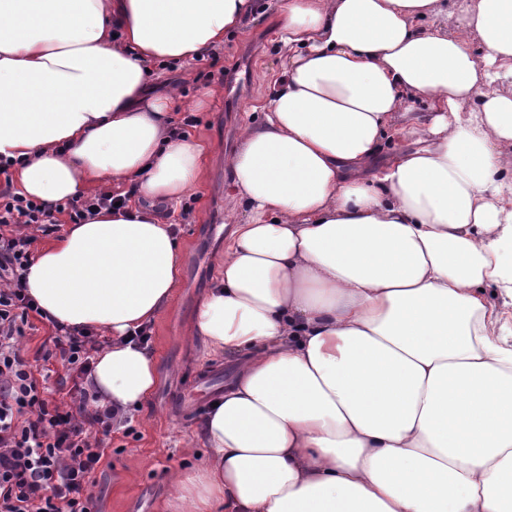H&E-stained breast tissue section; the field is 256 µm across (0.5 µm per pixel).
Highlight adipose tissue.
Instances as JSON below:
<instances>
[{"label": "adipose tissue", "mask_w": 512, "mask_h": 512, "mask_svg": "<svg viewBox=\"0 0 512 512\" xmlns=\"http://www.w3.org/2000/svg\"><path fill=\"white\" fill-rule=\"evenodd\" d=\"M285 64L224 165L245 209L190 333L235 374L164 512H512V0H275ZM252 0H0V159L55 206L133 187L25 272L112 342L102 404L157 384L133 333L181 277L172 219L211 148L162 81ZM430 102L426 120L408 105ZM407 147L381 160L386 139Z\"/></svg>", "instance_id": "adipose-tissue-1"}]
</instances>
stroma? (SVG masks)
Listing matches in <instances>:
<instances>
[{"label":"stroma","instance_id":"35a3bbf8","mask_svg":"<svg viewBox=\"0 0 512 512\" xmlns=\"http://www.w3.org/2000/svg\"><path fill=\"white\" fill-rule=\"evenodd\" d=\"M268 2L255 0L252 19L215 57L195 63L196 79L182 91L189 102L202 90H213L210 107L192 113L186 130L220 151L209 158L201 185L182 204L181 278L148 343L158 385L133 411L129 429L112 435V455L97 474L100 512H162L171 493L168 472L203 461V445L190 453L185 442L234 373L232 362L208 357L204 339L189 335L188 328L199 300L216 284L217 262L233 230L224 208L229 183L224 156L237 148L242 127L254 119L252 105L269 94L273 76L282 69L278 23Z\"/></svg>","mask_w":512,"mask_h":512}]
</instances>
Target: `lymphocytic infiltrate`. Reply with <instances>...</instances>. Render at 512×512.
Here are the masks:
<instances>
[{
	"instance_id": "f902f5d3",
	"label": "lymphocytic infiltrate",
	"mask_w": 512,
	"mask_h": 512,
	"mask_svg": "<svg viewBox=\"0 0 512 512\" xmlns=\"http://www.w3.org/2000/svg\"><path fill=\"white\" fill-rule=\"evenodd\" d=\"M0 162V512H98L96 473L112 453L109 407L90 388L92 353L107 337L53 328L35 357L23 348L42 310L23 272L37 235L117 202L112 190L49 209L18 194ZM60 360L55 374L50 360Z\"/></svg>"
}]
</instances>
